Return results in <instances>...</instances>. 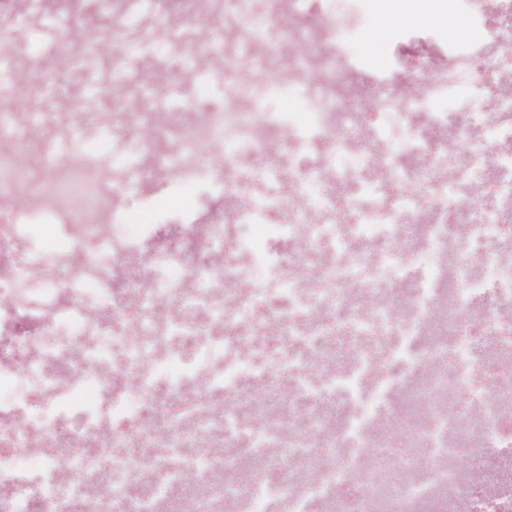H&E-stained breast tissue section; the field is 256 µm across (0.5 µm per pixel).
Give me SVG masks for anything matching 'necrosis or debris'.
I'll list each match as a JSON object with an SVG mask.
<instances>
[{
  "mask_svg": "<svg viewBox=\"0 0 512 512\" xmlns=\"http://www.w3.org/2000/svg\"><path fill=\"white\" fill-rule=\"evenodd\" d=\"M289 4L258 19L318 32L302 62L197 121L171 113L189 198L143 199L102 236L86 161L36 176L0 152L18 204L0 240L31 253L0 255V512H512V97L474 110L476 41L439 42L404 77L374 63L360 86L359 32L336 21L364 0ZM462 12L511 84L512 0ZM362 96L371 131L350 117ZM284 138L304 155L288 172ZM455 142L475 178L444 165ZM219 155L257 183L288 176L300 206L261 195L194 220L224 193ZM459 191L478 206L414 205ZM121 262L140 276L104 287Z\"/></svg>",
  "mask_w": 512,
  "mask_h": 512,
  "instance_id": "1",
  "label": "necrosis or debris"
}]
</instances>
